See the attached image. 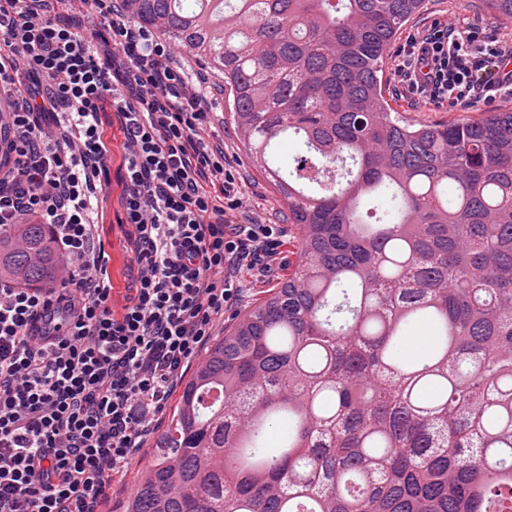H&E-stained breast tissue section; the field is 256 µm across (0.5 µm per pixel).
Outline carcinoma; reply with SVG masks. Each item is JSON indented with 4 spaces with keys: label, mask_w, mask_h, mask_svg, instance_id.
Segmentation results:
<instances>
[{
    "label": "carcinoma",
    "mask_w": 512,
    "mask_h": 512,
    "mask_svg": "<svg viewBox=\"0 0 512 512\" xmlns=\"http://www.w3.org/2000/svg\"><path fill=\"white\" fill-rule=\"evenodd\" d=\"M126 2L218 78L299 231L295 267L184 383L126 512H512V112L392 111L384 60L423 0ZM365 197L393 206L366 224ZM66 274L48 225L0 234V280Z\"/></svg>",
    "instance_id": "1"
}]
</instances>
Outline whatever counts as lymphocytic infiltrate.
I'll return each mask as SVG.
<instances>
[{"label":"lymphocytic infiltrate","mask_w":512,"mask_h":512,"mask_svg":"<svg viewBox=\"0 0 512 512\" xmlns=\"http://www.w3.org/2000/svg\"><path fill=\"white\" fill-rule=\"evenodd\" d=\"M99 18L111 38L84 33ZM398 75L472 106L512 92V44L450 22L408 36ZM0 232L33 217L70 261L57 286L0 281V512H100L154 432L213 325L280 265L284 230L243 215L200 79L113 0H0ZM137 265L112 300L94 183L112 159Z\"/></svg>","instance_id":"lymphocytic-infiltrate-1"}]
</instances>
